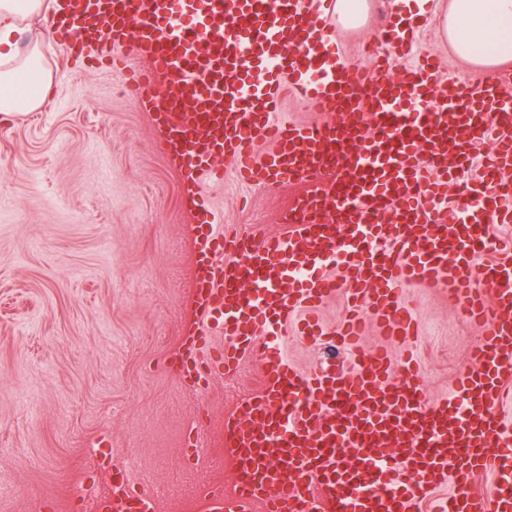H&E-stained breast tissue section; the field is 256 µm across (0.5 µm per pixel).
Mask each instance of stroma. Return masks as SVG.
Segmentation results:
<instances>
[{"instance_id":"obj_1","label":"stroma","mask_w":512,"mask_h":512,"mask_svg":"<svg viewBox=\"0 0 512 512\" xmlns=\"http://www.w3.org/2000/svg\"><path fill=\"white\" fill-rule=\"evenodd\" d=\"M365 20L336 34L339 63L368 68L367 45L400 0H367ZM427 5L411 56H436L444 76L479 83L485 71L460 60ZM50 13L31 24L53 74L43 108L0 121V512H96L102 469L119 462L151 488L158 512H203L200 482L232 490L234 467L192 462L193 445L224 444V418L260 387L257 358L216 371L196 396L168 368L198 321L194 314L195 226L188 184L160 145L149 112L128 90L150 68L132 45L124 67H78L50 31ZM223 182L201 183L221 225L240 233L283 232L296 185L239 184L236 163L219 160ZM400 297L419 336L389 342L367 328L365 351L386 349L391 380L413 360L428 400L451 397L483 335L443 290L407 287ZM276 355L298 372H352L350 356L286 326Z\"/></svg>"}]
</instances>
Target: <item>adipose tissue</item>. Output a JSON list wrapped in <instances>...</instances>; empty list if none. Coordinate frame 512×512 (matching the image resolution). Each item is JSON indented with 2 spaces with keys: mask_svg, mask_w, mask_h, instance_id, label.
<instances>
[{
  "mask_svg": "<svg viewBox=\"0 0 512 512\" xmlns=\"http://www.w3.org/2000/svg\"><path fill=\"white\" fill-rule=\"evenodd\" d=\"M43 0H0V45L9 52L0 63V114L41 108L50 98L52 79L37 48L19 53L11 37L24 18L40 15ZM455 54L484 67L512 59V0H442L436 7Z\"/></svg>",
  "mask_w": 512,
  "mask_h": 512,
  "instance_id": "obj_1",
  "label": "adipose tissue"
}]
</instances>
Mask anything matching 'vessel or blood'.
<instances>
[{
    "instance_id": "1",
    "label": "vessel or blood",
    "mask_w": 512,
    "mask_h": 512,
    "mask_svg": "<svg viewBox=\"0 0 512 512\" xmlns=\"http://www.w3.org/2000/svg\"><path fill=\"white\" fill-rule=\"evenodd\" d=\"M321 2L58 0L51 19L75 59L113 63L125 43L151 58L133 92L188 180L223 178L215 161L229 156L245 179L305 188L280 215L284 232L218 234L210 213L197 228L194 310L228 339L225 372L264 357L259 392L224 420L234 489L203 485L206 512H418L449 480L437 512H512V428L500 415L512 382V259L477 261L493 246L489 223H512V97L501 91L512 70L486 74L468 95L442 83L432 56L397 73L382 54L367 74L337 64ZM288 89L322 119H279ZM176 103L192 122L177 120ZM489 136L492 159L465 179ZM265 141L272 149L259 151ZM451 191L467 198L466 221L446 205ZM222 252L237 261L216 264ZM331 264L341 276L323 274ZM420 285L447 286L484 330L454 398L429 402L417 383H392L384 354L360 356L348 377L304 375L267 354L294 313L339 290L349 314L330 334L340 343L368 321L392 339L416 335L398 289ZM208 346L195 332L172 360L189 390L214 370ZM489 471L491 494H475L473 479ZM97 508L157 512V494L116 466Z\"/></svg>"
}]
</instances>
